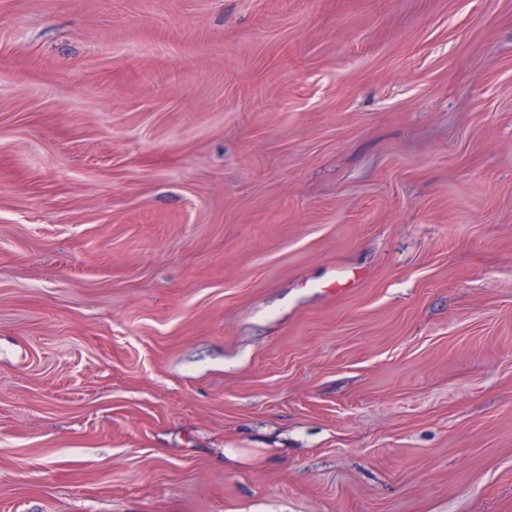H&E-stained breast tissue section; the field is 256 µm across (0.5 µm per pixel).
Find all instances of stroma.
<instances>
[{
  "label": "stroma",
  "instance_id": "1",
  "mask_svg": "<svg viewBox=\"0 0 512 512\" xmlns=\"http://www.w3.org/2000/svg\"><path fill=\"white\" fill-rule=\"evenodd\" d=\"M0 512H512V0H0Z\"/></svg>",
  "mask_w": 512,
  "mask_h": 512
}]
</instances>
